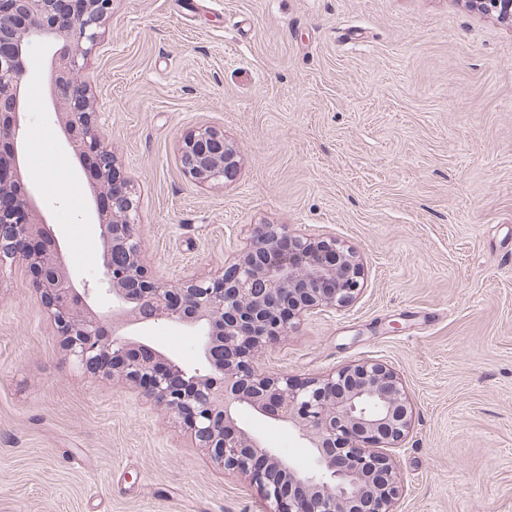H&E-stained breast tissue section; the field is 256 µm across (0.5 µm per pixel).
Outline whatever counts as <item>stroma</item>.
<instances>
[{
  "label": "stroma",
  "mask_w": 512,
  "mask_h": 512,
  "mask_svg": "<svg viewBox=\"0 0 512 512\" xmlns=\"http://www.w3.org/2000/svg\"><path fill=\"white\" fill-rule=\"evenodd\" d=\"M140 201L147 264L178 282L228 265L259 224L355 251L363 288L310 315L266 366L318 377L364 360L412 399L397 512H512V19L470 0H112L85 73ZM29 56L25 179L77 279L97 287L92 200ZM223 131L236 176L201 188L178 160ZM183 366L198 339L142 328ZM242 424L282 456L287 426ZM133 382L66 359L28 277L0 269V512H263Z\"/></svg>",
  "instance_id": "1"
}]
</instances>
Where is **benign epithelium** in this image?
<instances>
[{
    "mask_svg": "<svg viewBox=\"0 0 512 512\" xmlns=\"http://www.w3.org/2000/svg\"><path fill=\"white\" fill-rule=\"evenodd\" d=\"M512 16V0H476ZM112 0H0V267L31 277L62 336L66 356L94 376L138 384L143 397L182 419L224 470L248 477L266 512H395L400 489L392 451L413 418L401 378L368 360L321 377L298 379L264 367L272 342L312 313L350 305L363 288L354 251L334 240L259 224L249 244L214 276L173 284L143 262L138 202L116 167L102 113L83 79L96 53ZM52 50L50 103L93 189L87 223L102 248L99 293L89 303L64 264L59 238L23 176L25 87L32 44ZM198 186L222 183L238 169L224 133L196 127L178 149ZM119 255L123 264H112ZM196 331L203 368L192 371L126 334L143 323ZM249 408L288 425L313 460L308 468L277 454L239 422ZM259 458L263 467L253 465Z\"/></svg>",
    "mask_w": 512,
    "mask_h": 512,
    "instance_id": "7a95c632",
    "label": "benign epithelium"
}]
</instances>
